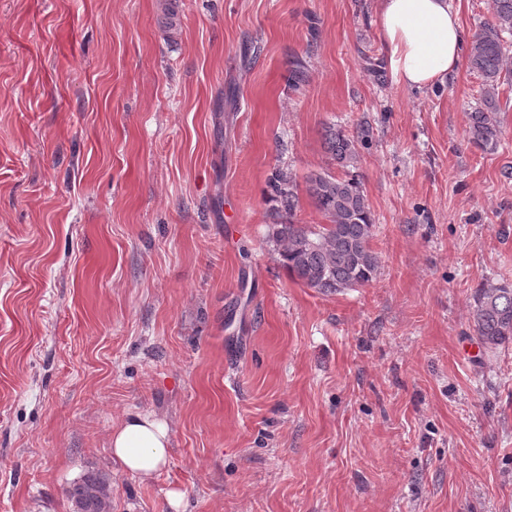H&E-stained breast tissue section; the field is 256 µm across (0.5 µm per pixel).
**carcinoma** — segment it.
<instances>
[{"label":"carcinoma","mask_w":512,"mask_h":512,"mask_svg":"<svg viewBox=\"0 0 512 512\" xmlns=\"http://www.w3.org/2000/svg\"><path fill=\"white\" fill-rule=\"evenodd\" d=\"M492 19L476 31L466 53L467 67L483 80L479 102L469 115L468 139L478 150L495 153L502 142L498 87L512 76L505 35L512 36V0H491ZM323 146L335 166H354L358 138L334 124L324 127ZM306 192L326 223L312 228L297 224L298 186L278 170L269 180L272 224L268 241L288 273L308 288L336 294L364 287L377 279L379 260L373 251L371 208L356 178H342L329 170L310 173ZM473 324L479 341L496 350L512 342V283L481 285L475 289ZM72 512H111L112 477L91 471L66 490Z\"/></svg>","instance_id":"cac0c4a2"}]
</instances>
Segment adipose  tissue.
<instances>
[{
    "label": "adipose tissue",
    "instance_id": "adipose-tissue-1",
    "mask_svg": "<svg viewBox=\"0 0 512 512\" xmlns=\"http://www.w3.org/2000/svg\"><path fill=\"white\" fill-rule=\"evenodd\" d=\"M378 22L397 83L410 88L441 84L458 68L463 29L454 0H380ZM169 442V427L154 412L130 411L112 430V464L151 478L166 467Z\"/></svg>",
    "mask_w": 512,
    "mask_h": 512
}]
</instances>
